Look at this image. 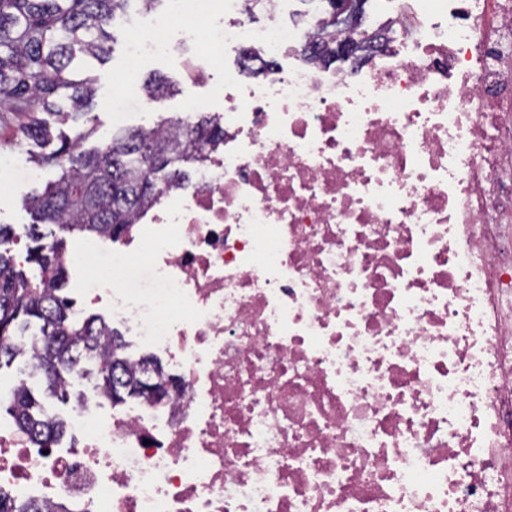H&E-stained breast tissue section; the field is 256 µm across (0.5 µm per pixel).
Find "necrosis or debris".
<instances>
[{
    "label": "necrosis or debris",
    "instance_id": "4bbe7bcc",
    "mask_svg": "<svg viewBox=\"0 0 512 512\" xmlns=\"http://www.w3.org/2000/svg\"><path fill=\"white\" fill-rule=\"evenodd\" d=\"M241 67L221 144L122 238L64 253L164 354L160 401L92 389L75 438L0 417V498L39 512H512V0H395L311 61L292 0H173ZM204 29H194L196 21Z\"/></svg>",
    "mask_w": 512,
    "mask_h": 512
}]
</instances>
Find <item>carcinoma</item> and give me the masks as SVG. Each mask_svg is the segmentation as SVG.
I'll return each instance as SVG.
<instances>
[{"mask_svg":"<svg viewBox=\"0 0 512 512\" xmlns=\"http://www.w3.org/2000/svg\"><path fill=\"white\" fill-rule=\"evenodd\" d=\"M130 2L0 0V110L23 115V138L40 145L60 140L50 153L35 156L38 165L57 168V178L24 195L35 218L28 229L33 246L26 262L36 274L16 268L12 230L0 225V368L21 355L13 339L37 324L41 348L34 370L44 378L46 396L66 398V375L91 362L97 367L95 387L110 398L116 391L115 375L126 387H136L147 358L131 367L125 356L112 351L124 348L119 335L100 340L107 329L103 319L76 316L72 301L62 295L67 271L59 252L64 240L44 242L41 225L118 238L164 185L189 179L175 163L197 160L199 146L221 135L214 118L204 112L182 129L174 124L128 130L87 153L75 152L82 134L72 139L53 134L44 115L76 121L94 104L96 78L80 74L78 56L100 63L109 59L107 27ZM42 396L23 386L8 411L21 431L47 445L62 437L66 426L45 414Z\"/></svg>","mask_w":512,"mask_h":512,"instance_id":"obj_1","label":"carcinoma"}]
</instances>
